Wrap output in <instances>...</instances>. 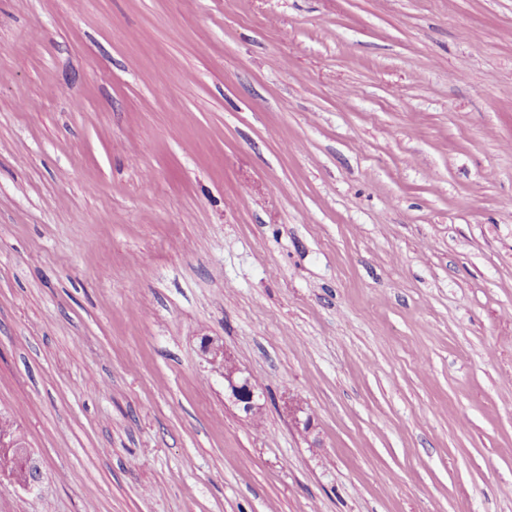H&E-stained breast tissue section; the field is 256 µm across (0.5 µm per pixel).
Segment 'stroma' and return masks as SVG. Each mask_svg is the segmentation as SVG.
Returning a JSON list of instances; mask_svg holds the SVG:
<instances>
[{
  "instance_id": "stroma-1",
  "label": "stroma",
  "mask_w": 512,
  "mask_h": 512,
  "mask_svg": "<svg viewBox=\"0 0 512 512\" xmlns=\"http://www.w3.org/2000/svg\"><path fill=\"white\" fill-rule=\"evenodd\" d=\"M1 411L0 512H512V0H0ZM202 350L209 355V363L224 362V392L232 400L245 417L251 419L256 411L261 407L259 400L262 394L258 387L251 382L250 377L245 376L241 368L236 364L230 354H228L222 345H216L213 340L206 338L202 344ZM261 412L254 415L252 425L259 427ZM14 435L15 443L11 448H2L0 446V473L7 474L12 482L19 486H28L30 481L38 479V475L33 469L32 463L36 462L32 457L22 436L15 427L10 417L0 414V435ZM7 475L2 477L9 478Z\"/></svg>"
}]
</instances>
